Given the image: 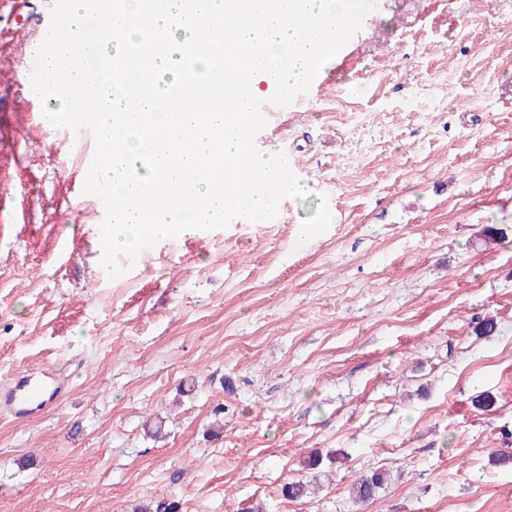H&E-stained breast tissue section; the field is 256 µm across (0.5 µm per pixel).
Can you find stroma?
I'll list each match as a JSON object with an SVG mask.
<instances>
[{"instance_id": "35a3bbf8", "label": "stroma", "mask_w": 512, "mask_h": 512, "mask_svg": "<svg viewBox=\"0 0 512 512\" xmlns=\"http://www.w3.org/2000/svg\"><path fill=\"white\" fill-rule=\"evenodd\" d=\"M50 19L0 8V390L63 384L0 405V512H512V0H378L255 138L309 197L109 281L85 146L25 93ZM60 393L58 386L51 388L45 380L18 379L6 392L4 404L15 416L28 417L45 408ZM382 485L383 475L379 472H374L369 476H362L353 483L352 495L359 501L367 502L375 497Z\"/></svg>"}]
</instances>
